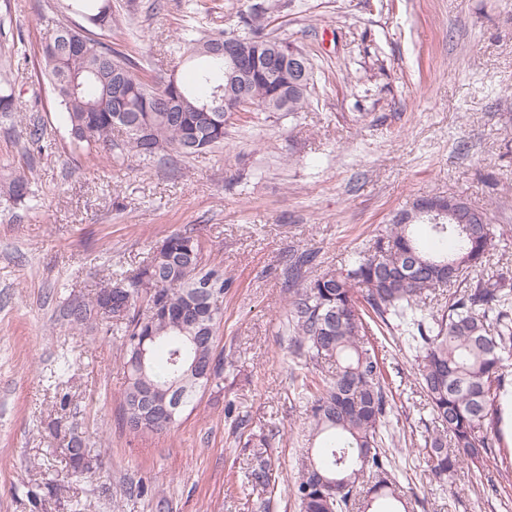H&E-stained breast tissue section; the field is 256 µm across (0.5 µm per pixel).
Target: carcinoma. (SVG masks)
I'll use <instances>...</instances> for the list:
<instances>
[{"label":"carcinoma","mask_w":512,"mask_h":512,"mask_svg":"<svg viewBox=\"0 0 512 512\" xmlns=\"http://www.w3.org/2000/svg\"><path fill=\"white\" fill-rule=\"evenodd\" d=\"M70 8L94 26L112 29V0H73ZM264 15L265 10L253 8L241 30L191 34L174 48L178 64L195 69V86L172 74L148 79L119 45L57 21L49 40L53 50L42 49L41 65L63 108L71 143L77 148H128L159 161L170 151L190 157L224 145L231 115L215 94L227 84L228 63L203 54L213 42L233 41L253 61L247 78L252 95L244 111H302L316 82L313 59L300 51L301 80L268 73L265 54L275 37L265 32ZM19 109L11 73L0 72V115ZM8 192L16 201L30 197L28 175L15 172ZM472 219L477 229L471 234L450 217L437 224L424 221L441 242L436 249L420 241L414 225L395 221L374 250L355 252L345 271L311 280L304 279L303 269L313 256L301 252L289 257L284 276L295 287L289 308L295 333L292 359L305 366L322 359L336 363L331 375L305 374L295 388L296 399L309 407L310 427L309 464H301L291 489L300 512H351L360 495V507L372 512H409L399 510L402 499L393 488L391 460L384 450L386 440L393 438L392 404L385 363L368 336L371 321L398 329L412 352L417 384L439 426L425 440L424 460L435 478L469 460H483L501 445L506 370L512 360V285L502 278L469 277L468 271L481 265L495 246L486 214L475 208ZM445 260L457 265L458 274L447 284L448 309L439 313L425 307L423 295L442 287L443 272L427 267L419 277L412 267ZM196 269L214 278L206 344H193L187 333L151 318L158 298L146 290L129 287L127 294L112 296L110 317L100 311L99 295L91 301L72 299L63 308V317L75 325L104 321L121 336L127 372L121 410L132 431L167 430L138 422L140 393L147 385L168 389L175 384L184 392L186 407H194L198 389L189 369L195 359L205 364L214 360L228 282L220 266L205 264L201 242L187 233L164 238L132 276L115 282L155 287L164 304L176 310L203 299L191 285ZM355 285L362 287L361 302L354 298ZM142 342L148 355L141 369L131 363V354ZM272 477L266 460L250 473L252 485L263 489L270 487Z\"/></svg>","instance_id":"obj_1"}]
</instances>
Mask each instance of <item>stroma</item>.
I'll return each instance as SVG.
<instances>
[{
    "label": "stroma",
    "mask_w": 512,
    "mask_h": 512,
    "mask_svg": "<svg viewBox=\"0 0 512 512\" xmlns=\"http://www.w3.org/2000/svg\"><path fill=\"white\" fill-rule=\"evenodd\" d=\"M66 0H0V63L20 112L0 117V512H259L249 474L272 462L270 512H299L289 489L305 446V406L282 270L309 252L307 277L347 267L396 215L426 196L487 210L496 246L476 273L512 279V0H112L102 31L152 77L183 29L237 28L253 4L270 32L316 66L305 111L241 112L223 147L160 163L75 148L38 61ZM193 81L187 68L175 70ZM48 147L25 151L32 124ZM32 164L31 200L5 180ZM189 233L230 286L220 386L163 432L121 421L127 373L119 336L61 315ZM390 382L396 489L414 512H512V419L497 462L463 466L440 487L423 447L434 429L399 331L373 326ZM264 433L267 448L245 447ZM92 470L72 476L70 436Z\"/></svg>",
    "instance_id": "obj_1"
}]
</instances>
